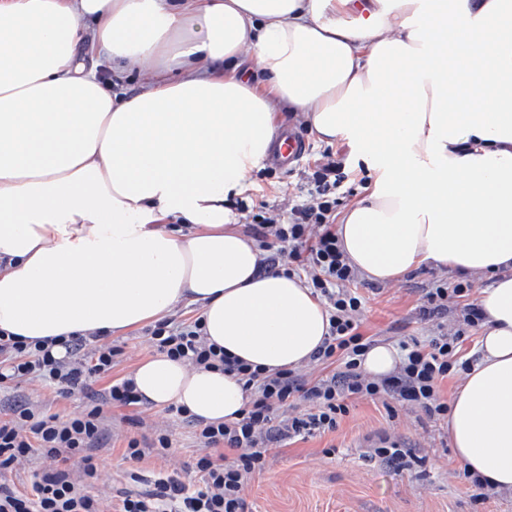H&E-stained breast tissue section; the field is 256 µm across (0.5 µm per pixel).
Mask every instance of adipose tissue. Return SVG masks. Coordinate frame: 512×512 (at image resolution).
I'll return each instance as SVG.
<instances>
[{"instance_id": "ef3b65f1", "label": "adipose tissue", "mask_w": 512, "mask_h": 512, "mask_svg": "<svg viewBox=\"0 0 512 512\" xmlns=\"http://www.w3.org/2000/svg\"><path fill=\"white\" fill-rule=\"evenodd\" d=\"M104 65L146 90L112 91ZM282 109L375 159L336 226L362 276L490 277L448 436L469 474L512 495V0H0V332L109 336L186 302L229 355L310 361L322 300L261 271L224 206ZM133 379L207 423L245 405L236 378L163 354Z\"/></svg>"}]
</instances>
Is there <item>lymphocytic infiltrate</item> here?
I'll return each mask as SVG.
<instances>
[{
  "mask_svg": "<svg viewBox=\"0 0 512 512\" xmlns=\"http://www.w3.org/2000/svg\"><path fill=\"white\" fill-rule=\"evenodd\" d=\"M335 171L330 163L316 172L317 202L292 209L290 223L267 216L265 203H257L251 231L267 253L264 271L305 275L323 299L329 332L313 359L327 365L341 363V371L312 382L295 370H259L207 343L201 319L157 322L150 331L157 351L192 367L237 377L246 403L236 420L217 424L200 421L183 407L169 406V413L196 430L201 484L192 488L169 476L156 478L152 489L126 495L120 512H248L244 487L264 469L269 448L335 431L354 395L387 396L413 403L428 416L447 418L440 384L455 371L468 370L470 362L460 359L459 352L467 333L478 330L482 322L478 307L466 301L471 286L437 282L421 310L428 319L447 312L449 305H459L454 332L438 333L423 344H401V363L394 375L378 380L363 374L360 358L372 341L359 331L362 298L354 289L357 273L336 237L330 198L336 188L330 179ZM119 352L109 343L92 346L90 338L80 335L30 343L0 334V385L46 381L60 396L79 393L86 399L83 412L76 416L40 413L24 400L9 405V419L0 420V472L21 467L36 451L50 459L51 466L37 475L29 495L1 482L0 512H105L103 498L88 490L99 478L95 451L108 435L103 410L143 403L132 379H108ZM104 378L108 386L95 390V383ZM299 400L307 402L306 412L289 414V407ZM74 464L82 470L81 480L70 475Z\"/></svg>",
  "mask_w": 512,
  "mask_h": 512,
  "instance_id": "lymphocytic-infiltrate-1",
  "label": "lymphocytic infiltrate"
}]
</instances>
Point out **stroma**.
Listing matches in <instances>:
<instances>
[{
	"mask_svg": "<svg viewBox=\"0 0 512 512\" xmlns=\"http://www.w3.org/2000/svg\"><path fill=\"white\" fill-rule=\"evenodd\" d=\"M277 131L299 133L308 145L304 159L287 170L263 162L230 195L227 206L235 208L237 223L249 225L248 212L237 203L265 202L273 213L288 217L292 207L307 203L311 174L332 153L345 167L346 177L335 191L336 216H343L374 186L377 172L371 159L343 139H319L301 116L279 112ZM447 271L421 267L395 283L360 278L365 298L360 331L374 342L399 344L432 336L438 327H453L458 312L430 320L420 317L426 293L434 281L448 279ZM120 349L114 359L112 378L131 374L145 358L155 355L147 327L112 336ZM24 398L47 413L76 415L85 408L81 397H60L37 382L0 390V412L11 400ZM142 425L127 420L124 410L112 412V442L98 460L100 478L93 493L108 499L118 512L126 494L148 488L160 476H173L190 486L198 485L195 468L200 454L190 428L174 422L165 409L144 405ZM171 431L173 446L165 455L148 453L131 465L123 452L130 438L153 439L155 430ZM397 442L409 454L397 468L374 456L381 439ZM249 512H512V496L493 494L487 499L476 490L456 459L445 421L428 417L420 409L384 397L350 400L349 412L336 432L309 437L282 447L270 448L264 470L246 485Z\"/></svg>",
	"mask_w": 512,
	"mask_h": 512,
	"instance_id": "1",
	"label": "stroma"
}]
</instances>
